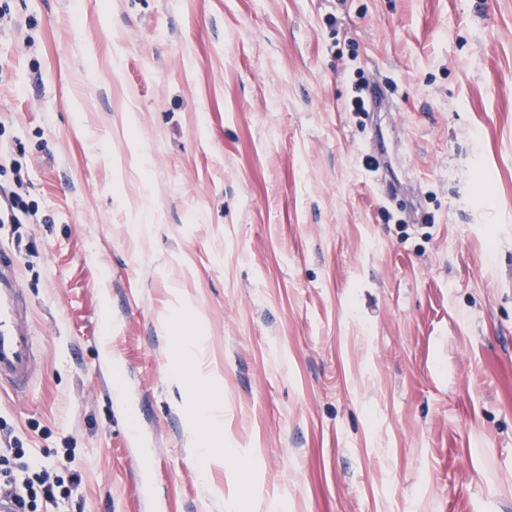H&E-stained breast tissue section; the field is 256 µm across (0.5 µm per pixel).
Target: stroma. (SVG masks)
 <instances>
[{
	"label": "stroma",
	"mask_w": 512,
	"mask_h": 512,
	"mask_svg": "<svg viewBox=\"0 0 512 512\" xmlns=\"http://www.w3.org/2000/svg\"><path fill=\"white\" fill-rule=\"evenodd\" d=\"M8 4L0 437L52 512H512V0ZM4 215V218L2 217ZM31 207L21 195L15 191L0 189V223L5 224V218L11 224H22L21 218L30 216ZM26 315L27 303L15 279V260L0 251V383H7L17 394L27 391L39 363ZM199 422L197 418H191L186 424L188 444L192 448V458L203 469L210 470L212 466L224 463L212 454L209 448L204 447L202 436L199 434Z\"/></svg>",
	"instance_id": "obj_1"
}]
</instances>
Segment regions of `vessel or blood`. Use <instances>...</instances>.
<instances>
[{"label": "vessel or blood", "mask_w": 512, "mask_h": 512, "mask_svg": "<svg viewBox=\"0 0 512 512\" xmlns=\"http://www.w3.org/2000/svg\"><path fill=\"white\" fill-rule=\"evenodd\" d=\"M27 303L17 286L14 258L0 251V383L25 393L38 369L35 337L27 322Z\"/></svg>", "instance_id": "obj_1"}]
</instances>
